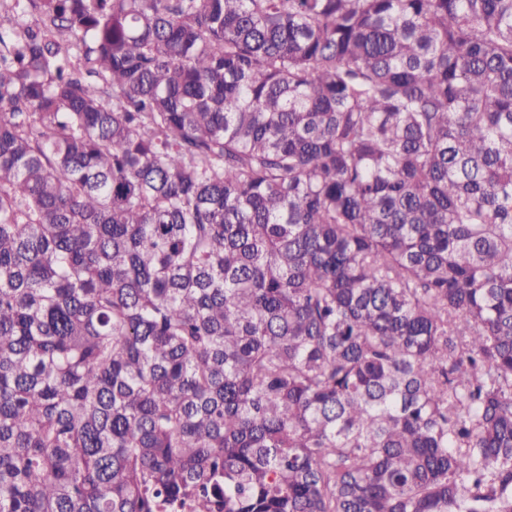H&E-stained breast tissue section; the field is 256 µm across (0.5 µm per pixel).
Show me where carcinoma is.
I'll list each match as a JSON object with an SVG mask.
<instances>
[{
	"instance_id": "cac0c4a2",
	"label": "carcinoma",
	"mask_w": 512,
	"mask_h": 512,
	"mask_svg": "<svg viewBox=\"0 0 512 512\" xmlns=\"http://www.w3.org/2000/svg\"><path fill=\"white\" fill-rule=\"evenodd\" d=\"M512 512V0H0V512Z\"/></svg>"
}]
</instances>
